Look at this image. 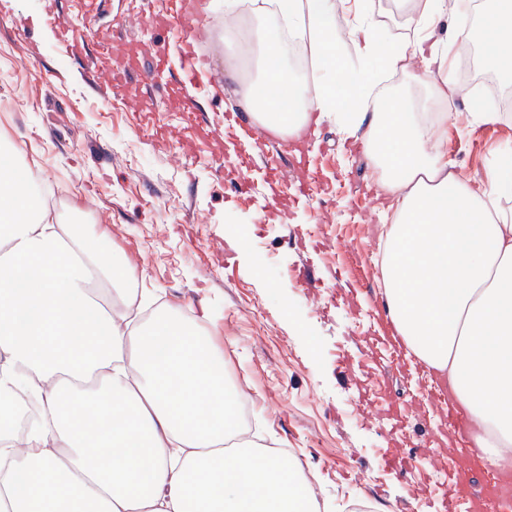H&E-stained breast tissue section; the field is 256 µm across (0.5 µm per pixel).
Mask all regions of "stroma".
<instances>
[{
  "instance_id": "stroma-1",
  "label": "stroma",
  "mask_w": 512,
  "mask_h": 512,
  "mask_svg": "<svg viewBox=\"0 0 512 512\" xmlns=\"http://www.w3.org/2000/svg\"><path fill=\"white\" fill-rule=\"evenodd\" d=\"M191 0L199 37L152 27L165 0H0V138L43 180L38 194L62 223L90 227L104 251L136 266L138 286L158 307L187 315L224 355L228 379L250 391L254 441L286 449L316 488L320 512H350L360 497L378 512H437L433 487L451 492L447 475L415 453L436 432L438 411L424 394L430 379L414 369L382 385L362 339L369 323L361 284L339 278L348 257L372 261L392 214L379 177L358 141L335 124L310 126L300 139L266 135L248 151L224 132V117L242 112L235 72L238 49H213L224 15ZM83 42L82 54L69 48ZM194 48L215 85L193 90L204 134L188 129L166 104L167 86L143 87L138 74L163 57L178 75ZM127 82L108 89L103 73L117 64ZM474 100L448 107V152L461 176H478L512 141V111L493 125L470 128ZM281 167L270 181L266 160ZM248 181L252 190L233 188ZM297 266L320 278L309 294L288 277ZM376 404L397 396L414 406L400 433L414 452L407 471L383 468L389 447L383 423L362 414L355 390L340 378L339 358Z\"/></svg>"
}]
</instances>
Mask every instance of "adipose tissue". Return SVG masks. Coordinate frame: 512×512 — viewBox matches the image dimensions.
<instances>
[{
    "label": "adipose tissue",
    "instance_id": "ef3b65f1",
    "mask_svg": "<svg viewBox=\"0 0 512 512\" xmlns=\"http://www.w3.org/2000/svg\"><path fill=\"white\" fill-rule=\"evenodd\" d=\"M415 40H382L369 0H253L248 32L224 31L258 53L242 97L254 122L296 138L335 122L380 172L395 206L381 267L394 331L467 420L470 447L512 469V216L501 170L481 186L456 173L448 115V42L480 43L479 69L512 87V0L471 17L462 0H400ZM310 32L323 89L291 71L293 35ZM352 44L355 64L340 53ZM408 73L422 99L374 91ZM0 143V512H303L298 470L245 441L225 447L243 392L224 380L209 336L170 308L131 326L123 307L138 280L83 224H55ZM24 221H15L16 212ZM32 393L41 418L16 444L1 428Z\"/></svg>",
    "mask_w": 512,
    "mask_h": 512
}]
</instances>
